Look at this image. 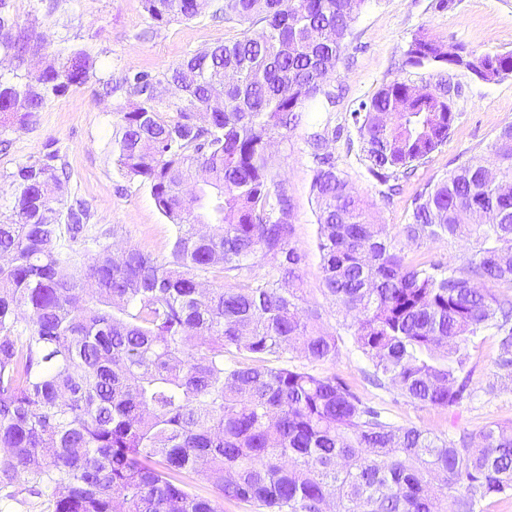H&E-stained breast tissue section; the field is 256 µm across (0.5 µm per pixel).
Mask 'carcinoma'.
<instances>
[{
	"mask_svg": "<svg viewBox=\"0 0 512 512\" xmlns=\"http://www.w3.org/2000/svg\"><path fill=\"white\" fill-rule=\"evenodd\" d=\"M205 0H143L157 25L192 20ZM366 0H224L240 36L163 77L114 84L135 98L113 137L121 173L146 185L175 227L172 260L103 245L77 263L57 245L90 218L65 205L55 157L11 173L0 222V492L45 498L52 512H486L512 494V421L441 437L395 426L336 376L295 363L332 361L339 338L303 306L301 256L289 245L291 205L271 175L272 141L296 128L335 72ZM257 23L259 30L253 29ZM0 51L37 74L0 76V122H37L53 97L94 77L83 50L48 56L0 14ZM494 61L418 30L411 68ZM179 90L158 110L164 85ZM395 79L352 113L368 171L393 181L448 142L455 113L435 88ZM311 189L324 292L372 376L413 402L456 408L471 396L470 345L495 330V367L512 378V125L490 155L471 158L413 199L407 242L475 238L466 266L408 261L369 203L321 153ZM276 274L234 286L257 263ZM211 275L203 282L201 276ZM212 490L197 493L194 486Z\"/></svg>",
	"mask_w": 512,
	"mask_h": 512,
	"instance_id": "1",
	"label": "carcinoma"
}]
</instances>
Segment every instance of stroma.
I'll use <instances>...</instances> for the list:
<instances>
[{"label":"stroma","instance_id":"35a3bbf8","mask_svg":"<svg viewBox=\"0 0 512 512\" xmlns=\"http://www.w3.org/2000/svg\"><path fill=\"white\" fill-rule=\"evenodd\" d=\"M7 0L9 17L28 29L47 52L62 47L85 49L95 62L94 77L81 87L49 101L36 125L0 126V222L12 206L8 176L17 166L56 155L68 175L65 197L86 204L90 219L77 239L61 235L59 247L76 262L88 259L99 246L132 244L170 261L175 228L155 207L148 187L120 174L112 157V131L129 102L126 94L101 95L100 83L138 72L162 76L166 70L215 44L239 37L242 27L225 22L213 7L190 21L154 24L142 0ZM478 51H512V0H367L352 26L346 49L327 83L336 104L325 112L304 113L294 130L273 143L272 173L291 203L290 244L302 257L305 307L318 310L321 327L339 336L332 362H311L318 375L344 381L365 403L399 426H414L439 436L460 430L478 432L487 422L512 420V389L503 388L493 361L498 354L493 332L478 337L471 350V400L460 407L440 409L411 402L391 385L369 380V364L348 336L342 313L322 292L316 207L311 182L316 168L310 147L312 134L326 141L336 169L349 185L372 203L369 217L388 225L393 242L409 258L466 264L473 244L466 239L406 242L400 234L411 203L427 183L445 178L471 157L486 154L498 132L512 124V77L496 83L478 80L469 72L452 71V107L456 122L444 146L409 177L399 192L386 198L387 188L369 175L351 114L384 83L395 79L416 84L433 82V67L405 66L403 52L419 29Z\"/></svg>","mask_w":512,"mask_h":512}]
</instances>
